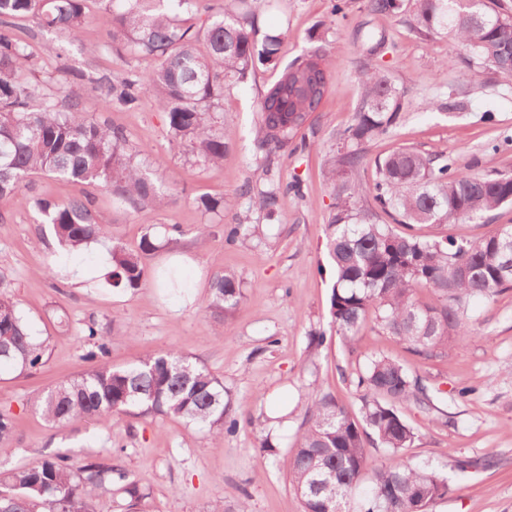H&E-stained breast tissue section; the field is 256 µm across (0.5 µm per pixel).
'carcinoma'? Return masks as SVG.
<instances>
[{
    "label": "carcinoma",
    "mask_w": 512,
    "mask_h": 512,
    "mask_svg": "<svg viewBox=\"0 0 512 512\" xmlns=\"http://www.w3.org/2000/svg\"><path fill=\"white\" fill-rule=\"evenodd\" d=\"M86 0H0V199L30 205L40 223L52 228L59 244L78 250L107 235L91 196L64 201L28 196L32 179L54 175L63 180L103 187L140 219L150 220L174 194L151 177L129 149L124 128L99 122L88 100L106 109H133L148 96L166 114L173 151L215 165L231 146L229 119L218 111L224 82L244 81L255 63L279 65L280 36L258 44L254 14L218 12L197 26L200 0H108L105 24L112 42L128 53L153 61L150 70L129 69L112 80L90 79L55 53L54 90L43 92L26 75L30 53L13 31L12 19L32 18L47 32L77 38L91 17ZM372 14L406 15L417 35H443L468 51L476 64L512 81V13L501 0H414L405 13L403 0H367ZM334 59L322 48L308 50L281 67L278 80L261 96L254 139L260 157L254 180L235 198L201 197L206 213L232 211L239 200L258 197L268 216L280 196H302L300 182L282 186L273 160L311 120L329 90ZM361 96L353 123L336 134L329 179L336 204L325 225L328 255L336 271L330 316L336 335L354 344L368 320L399 339L419 359L448 354V348L471 335L466 305L470 298H492L512 288V225L478 239L451 234L428 239L419 224L473 221L512 205V175L459 170L442 154L404 147L375 161L370 185L348 175L364 160L366 146L388 135L403 108V91L387 74L367 62L358 74ZM386 215L392 223L381 221ZM254 226L239 215L225 240L245 241ZM158 248L144 235L138 247L112 246L107 283L115 289L148 284L179 290L183 283L171 269L148 270L142 256ZM430 292L428 300L418 292ZM243 291L236 274L213 275L207 309L222 321L240 305ZM88 368L47 391L38 404L54 429L76 427L90 419L161 414L183 419L214 437L237 431L229 414L224 383L206 367L170 349L145 353L134 363L115 367L108 360L106 334L94 324L82 335ZM44 349L16 303L0 293V364L35 371ZM359 412L349 411L330 394L308 403L291 446L288 474L302 512H428L456 483L434 467L407 464L402 454L413 447L415 429L402 409L426 405L433 391L404 361L383 354L369 357L357 373ZM385 451V460L368 464V445ZM134 508L144 494L123 469L87 460L76 464L58 452L31 467L0 477V512H95V499L112 491Z\"/></svg>",
    "instance_id": "obj_1"
}]
</instances>
